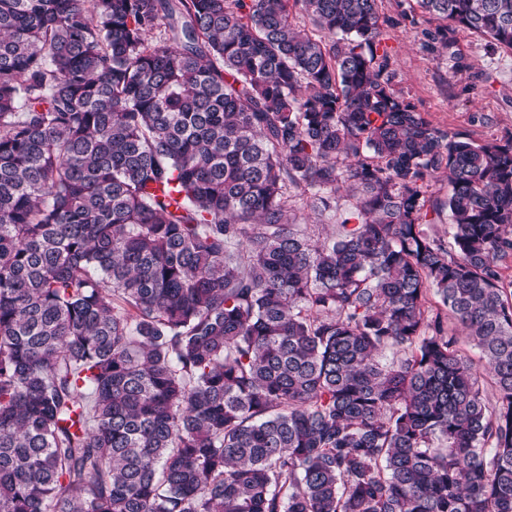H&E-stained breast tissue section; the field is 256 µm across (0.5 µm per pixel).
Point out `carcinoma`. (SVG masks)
I'll return each instance as SVG.
<instances>
[{"label":"carcinoma","instance_id":"1","mask_svg":"<svg viewBox=\"0 0 512 512\" xmlns=\"http://www.w3.org/2000/svg\"><path fill=\"white\" fill-rule=\"evenodd\" d=\"M416 4L512 51V0ZM381 41L378 0H0V512H512V136ZM346 198L339 200L336 210H330L324 212L321 216H316L320 220V224H312L314 220V214L309 206L306 204V197L304 199H296L295 209L297 224H300V229L306 230L307 232L319 231L325 235H332L335 231H338L340 222L345 217V210L347 208ZM459 347L462 354L466 355L475 365L478 373L481 376V382L485 395L492 401L495 400V389L490 381L488 374L485 372L482 362L480 361V352L478 348L470 342L467 337L460 336Z\"/></svg>","mask_w":512,"mask_h":512}]
</instances>
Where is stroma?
Here are the masks:
<instances>
[{"mask_svg":"<svg viewBox=\"0 0 512 512\" xmlns=\"http://www.w3.org/2000/svg\"><path fill=\"white\" fill-rule=\"evenodd\" d=\"M411 4L378 2L393 89L441 129L479 142L511 136L512 52L453 23L444 48L439 22L413 16Z\"/></svg>","mask_w":512,"mask_h":512,"instance_id":"1","label":"stroma"}]
</instances>
